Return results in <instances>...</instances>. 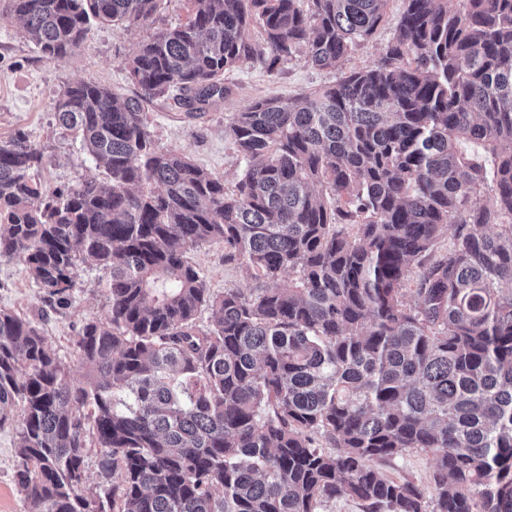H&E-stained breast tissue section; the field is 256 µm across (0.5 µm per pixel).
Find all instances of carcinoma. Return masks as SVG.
Instances as JSON below:
<instances>
[{
    "label": "carcinoma",
    "mask_w": 512,
    "mask_h": 512,
    "mask_svg": "<svg viewBox=\"0 0 512 512\" xmlns=\"http://www.w3.org/2000/svg\"><path fill=\"white\" fill-rule=\"evenodd\" d=\"M159 2L0 0V21L63 60L92 23L140 24ZM188 2L126 62L137 97L91 80L58 97L103 179L46 192L28 134L0 143V259L23 256L60 305L85 266L110 303L75 341L79 381L0 309V428L16 431L24 512H319L340 497L512 512V0H405L373 64L255 99L224 127L243 163L231 192L157 150L142 103L200 111L251 59L334 68L388 0ZM212 241L261 287L210 291L187 252ZM410 449L433 454L428 496L379 470Z\"/></svg>",
    "instance_id": "cac0c4a2"
}]
</instances>
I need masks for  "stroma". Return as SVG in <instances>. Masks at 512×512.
I'll list each match as a JSON object with an SVG mask.
<instances>
[{"label": "stroma", "mask_w": 512, "mask_h": 512, "mask_svg": "<svg viewBox=\"0 0 512 512\" xmlns=\"http://www.w3.org/2000/svg\"><path fill=\"white\" fill-rule=\"evenodd\" d=\"M402 10L403 0H390L376 32L356 45L339 68L321 69L302 58L281 63L271 71L266 65L249 60L225 74L229 94L211 100L202 112L188 114L170 99L147 104L144 115L154 144L162 151L186 154L222 177L226 190H233L242 165L224 135V125L231 116L245 110L254 98L294 97L335 83L344 72L371 65L391 40ZM188 13L187 0H163L147 24L125 30L108 24L92 25L85 46L62 60L42 56L25 39L16 20L0 22V142L20 129L28 134L42 153L41 163L32 176L46 190L74 186L94 176L96 169L80 137L61 128L55 120L60 92L67 84L94 80L112 86L124 96H135L137 90L124 69L125 59L136 52L147 35L159 28L185 23ZM187 257L201 269L212 292L233 289L247 293L257 286L245 264L225 261L222 243L201 244L190 250ZM74 280L71 305L52 306L28 277L23 257L0 259V309L23 314L38 324L58 354L74 365V374L79 377L83 371L77 366V333L84 320L106 318L109 303L97 284L96 272L78 268ZM18 462L15 433L11 428H0V512H23L14 482ZM433 467L431 453L413 449L383 464L382 470L395 479L413 477L426 490Z\"/></svg>", "instance_id": "35a3bbf8"}]
</instances>
